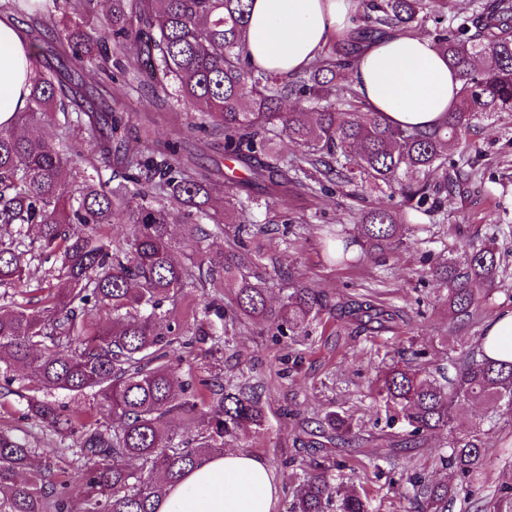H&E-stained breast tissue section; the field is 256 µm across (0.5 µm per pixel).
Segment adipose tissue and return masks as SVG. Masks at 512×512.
Segmentation results:
<instances>
[{
  "instance_id": "1",
  "label": "adipose tissue",
  "mask_w": 512,
  "mask_h": 512,
  "mask_svg": "<svg viewBox=\"0 0 512 512\" xmlns=\"http://www.w3.org/2000/svg\"><path fill=\"white\" fill-rule=\"evenodd\" d=\"M354 0H252L247 52L253 66L290 75L354 28ZM25 27L0 13V124L26 101L33 72ZM366 103L391 124L431 127L453 109L461 81L423 35L393 32L367 44L352 74ZM281 494L257 455L228 450L167 485L157 512H274Z\"/></svg>"
}]
</instances>
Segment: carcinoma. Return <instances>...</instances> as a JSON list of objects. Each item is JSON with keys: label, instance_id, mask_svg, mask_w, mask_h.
I'll use <instances>...</instances> for the list:
<instances>
[{"label": "carcinoma", "instance_id": "obj_1", "mask_svg": "<svg viewBox=\"0 0 512 512\" xmlns=\"http://www.w3.org/2000/svg\"><path fill=\"white\" fill-rule=\"evenodd\" d=\"M7 7L35 22L52 14L50 0H6ZM104 31L71 21L44 44H33V80L26 105L10 125L0 124V286L31 292L25 256L53 261L65 287L48 292L31 308L0 295V363L3 377L26 371L21 385L22 418L60 436H76L67 451L78 466L75 480L85 489L81 507L52 480H19L39 449L30 436L0 427V512H155L163 488L181 480L264 422L261 393L248 384H214L183 376L170 361L174 346L220 343L216 323L243 316L270 319L280 336H307L326 307L323 295L297 281L278 309L269 308L262 281L237 272L245 244L215 263L203 243L224 225L248 233L251 204L274 196L293 182L313 189V173L336 183L388 194L389 202L363 212L352 238L340 233L324 245L328 257L349 262L351 244L377 258L424 230L418 215L444 213V199L464 163L450 157L460 139L482 119L512 112V0H474L470 13L448 22V0H359L358 38L335 39L302 71L282 77L250 66L246 0H110ZM392 31L426 33L463 84L455 109L430 130L400 128L370 110L348 80L360 44ZM133 45L138 72L155 90L179 95L199 111L201 122L224 130V154L250 173L227 197L224 212L210 213L208 187L181 163L180 144L170 142L157 156L121 151L123 118L106 110L82 84L86 61L112 80V58ZM312 108L284 111L288 99ZM55 121L58 142L28 133L46 119ZM303 147L288 156L271 147L279 132ZM94 145L111 170L103 179L77 175L84 143ZM117 184L110 185L111 181ZM207 217L213 228L190 224ZM132 225L131 238L117 242L103 232L111 224ZM182 226L191 248L187 260L173 258L171 227ZM427 276L443 290L448 313L471 316L491 298L499 277L493 244L468 246L430 267ZM235 288L236 302L214 298L203 316L182 309L189 288ZM112 320L101 322V312ZM336 311L370 332H392L406 314L372 300L342 299ZM67 392L90 398L101 418L92 422L53 399ZM377 396L384 404L395 445L416 448L440 430H451L435 458L450 480L414 472L404 497L417 512H448L460 493L470 496L477 476L486 473L490 448L484 420L474 418L452 432L456 408L479 401L496 413L512 412V361L473 352L453 376L432 378L412 365L390 364L379 372ZM179 416L201 415L203 426L182 435L168 426ZM352 418L329 411L310 435L328 444L355 442ZM300 470L290 512H375L372 501L337 481L345 465L312 458L289 459ZM481 512H512V486L484 500Z\"/></svg>", "mask_w": 512, "mask_h": 512}]
</instances>
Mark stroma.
Wrapping results in <instances>:
<instances>
[{"label":"stroma","mask_w":512,"mask_h":512,"mask_svg":"<svg viewBox=\"0 0 512 512\" xmlns=\"http://www.w3.org/2000/svg\"><path fill=\"white\" fill-rule=\"evenodd\" d=\"M85 79L90 88L103 91L113 111L123 115L129 151L147 154L169 140H180L182 162L209 188L210 209L223 211L233 165L224 157L222 130L211 127L189 133L188 124L198 118L194 106L155 95L147 84L119 80L107 86L102 74L91 67ZM468 140L474 175L460 192L448 196L447 223L431 225L417 240L388 253L382 263L358 255L350 264H334L325 254L323 239L327 230L353 227L364 210L383 202V194L333 184L315 197L292 186L280 192L278 210L287 213L288 222L277 223L275 212L257 210L262 227L247 240L251 257L247 271L265 279L274 308L287 295L292 278L325 294L323 330L307 339H291L276 335L265 321L243 318L226 324L221 354L213 356L196 347L183 350L181 372L207 367L220 381L261 386L265 427L240 436L233 446L258 455L275 472L284 489L277 512H289L293 475L288 459L306 455L298 437L310 421L331 409L352 416L361 448L394 455L390 478L379 479L374 460L333 445L325 450L327 457L347 458L349 478L364 487L379 512H413L394 485L401 475L422 468L433 478H443L433 456L445 442L446 432L429 436L420 448L390 449L392 431L377 419L370 385L384 357L398 358L412 346L429 349L423 363L427 372L453 370L462 356L477 349L488 322L501 310L512 309V112L477 123ZM490 238L498 247L500 283L491 299L465 324H458L439 302L436 283L422 280L421 275L429 263L465 240L478 243ZM342 296H368L403 308L410 320L390 338L366 337L339 319L334 304ZM485 441L491 463L478 483L484 496L512 483V415L497 416Z\"/></svg>","instance_id":"stroma-1"}]
</instances>
